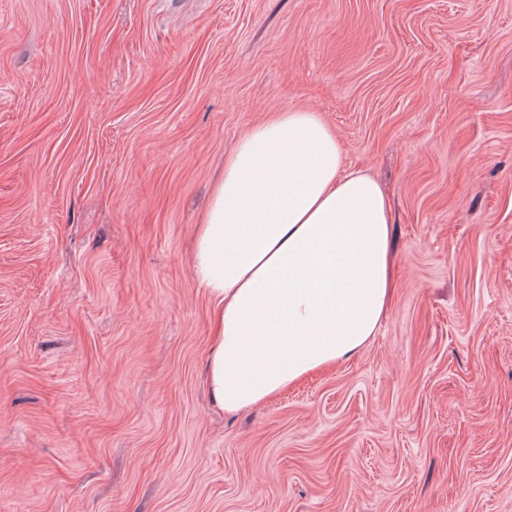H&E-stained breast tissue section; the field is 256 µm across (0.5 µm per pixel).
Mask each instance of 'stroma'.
I'll return each instance as SVG.
<instances>
[{"label":"stroma","instance_id":"stroma-1","mask_svg":"<svg viewBox=\"0 0 512 512\" xmlns=\"http://www.w3.org/2000/svg\"><path fill=\"white\" fill-rule=\"evenodd\" d=\"M292 109L387 191L396 294L229 416L191 241ZM0 512H512V0H0Z\"/></svg>","mask_w":512,"mask_h":512}]
</instances>
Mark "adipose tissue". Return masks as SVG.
<instances>
[{"label": "adipose tissue", "mask_w": 512, "mask_h": 512, "mask_svg": "<svg viewBox=\"0 0 512 512\" xmlns=\"http://www.w3.org/2000/svg\"><path fill=\"white\" fill-rule=\"evenodd\" d=\"M192 269L212 305L213 400L252 408L375 336L396 286L387 196L320 114L274 113L225 158Z\"/></svg>", "instance_id": "adipose-tissue-1"}]
</instances>
